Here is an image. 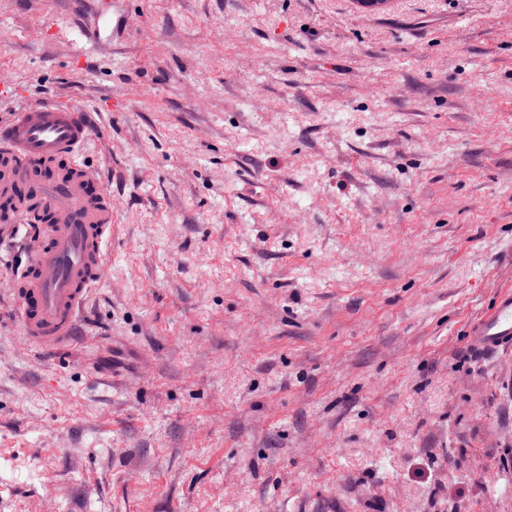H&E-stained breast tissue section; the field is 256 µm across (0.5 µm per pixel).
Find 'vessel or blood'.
<instances>
[{"mask_svg": "<svg viewBox=\"0 0 512 512\" xmlns=\"http://www.w3.org/2000/svg\"><path fill=\"white\" fill-rule=\"evenodd\" d=\"M90 2L94 21L82 36L93 45L101 37L99 19L121 3ZM91 133L84 111L64 100L31 105L0 125V223L37 226L40 239L12 274V292L26 339L44 353L77 343L79 315L112 234V200L79 160ZM21 184L33 188L34 199L19 195ZM467 343L478 354L512 352V290L499 292L492 309L471 324Z\"/></svg>", "mask_w": 512, "mask_h": 512, "instance_id": "vessel-or-blood-1", "label": "vessel or blood"}]
</instances>
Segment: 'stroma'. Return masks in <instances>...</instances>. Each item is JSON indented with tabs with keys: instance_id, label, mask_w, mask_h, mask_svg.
I'll list each match as a JSON object with an SVG mask.
<instances>
[{
	"instance_id": "obj_1",
	"label": "stroma",
	"mask_w": 512,
	"mask_h": 512,
	"mask_svg": "<svg viewBox=\"0 0 512 512\" xmlns=\"http://www.w3.org/2000/svg\"><path fill=\"white\" fill-rule=\"evenodd\" d=\"M0 0L23 105L89 112L112 239L23 338L0 232V512H512V0ZM112 0H90L89 2L92 4L91 12L93 15V19H97V24L90 23L86 25L84 29L81 31V35L85 39V41L94 46L101 37V29L99 26V20L104 18L112 8V16L114 12H117L120 8H122V4L120 2H124V0H113L112 5L110 4ZM122 10V9H120ZM467 343L477 354L512 352V290L500 291L492 309L471 324Z\"/></svg>"
}]
</instances>
